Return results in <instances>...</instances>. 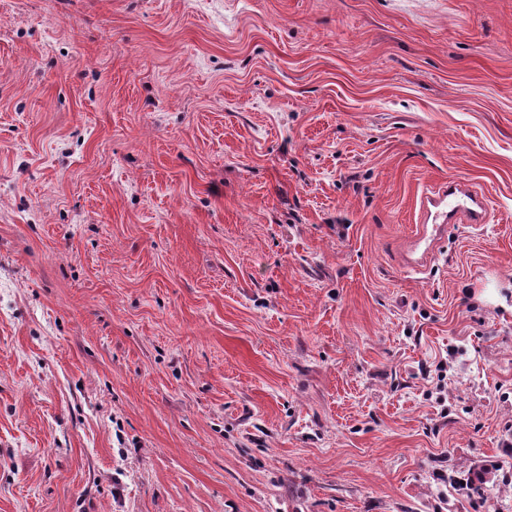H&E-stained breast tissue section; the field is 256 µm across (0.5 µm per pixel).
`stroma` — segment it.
I'll use <instances>...</instances> for the list:
<instances>
[{"mask_svg": "<svg viewBox=\"0 0 512 512\" xmlns=\"http://www.w3.org/2000/svg\"><path fill=\"white\" fill-rule=\"evenodd\" d=\"M0 512H512V0H0ZM486 197L468 183L449 179L420 197V225L411 237L405 266L420 272L448 237L454 224H486L489 220Z\"/></svg>", "mask_w": 512, "mask_h": 512, "instance_id": "stroma-1", "label": "stroma"}]
</instances>
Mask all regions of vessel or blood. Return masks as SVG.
Wrapping results in <instances>:
<instances>
[{"instance_id":"obj_1","label":"vessel or blood","mask_w":512,"mask_h":512,"mask_svg":"<svg viewBox=\"0 0 512 512\" xmlns=\"http://www.w3.org/2000/svg\"><path fill=\"white\" fill-rule=\"evenodd\" d=\"M488 220L486 197L465 181L451 179L423 192L420 197V223L410 240L406 267L414 271L425 268L454 225L463 222L484 224Z\"/></svg>"}]
</instances>
